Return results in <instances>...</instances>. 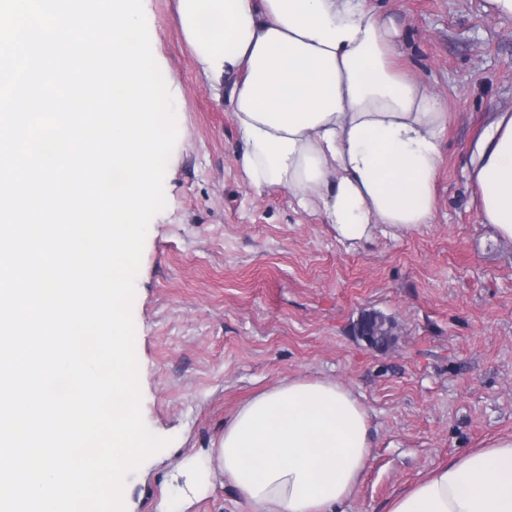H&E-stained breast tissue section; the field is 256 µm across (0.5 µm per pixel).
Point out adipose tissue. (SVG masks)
<instances>
[{
    "instance_id": "ef3b65f1",
    "label": "adipose tissue",
    "mask_w": 512,
    "mask_h": 512,
    "mask_svg": "<svg viewBox=\"0 0 512 512\" xmlns=\"http://www.w3.org/2000/svg\"><path fill=\"white\" fill-rule=\"evenodd\" d=\"M176 19L230 104L252 186L288 190L353 246L433 222L448 109L400 69L391 19L366 0H177ZM469 177L483 223L512 241V105L488 113ZM371 448L352 391L291 377L236 409L206 465L247 512H337ZM388 512H512V436L436 467Z\"/></svg>"
}]
</instances>
